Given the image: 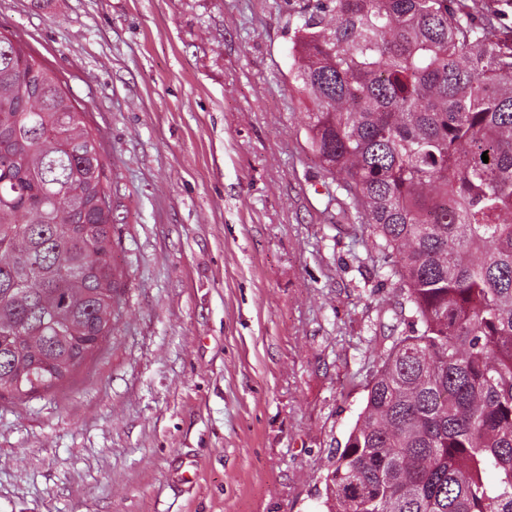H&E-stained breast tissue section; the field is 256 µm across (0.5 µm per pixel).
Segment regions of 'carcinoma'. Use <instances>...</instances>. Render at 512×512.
Returning a JSON list of instances; mask_svg holds the SVG:
<instances>
[{"mask_svg": "<svg viewBox=\"0 0 512 512\" xmlns=\"http://www.w3.org/2000/svg\"><path fill=\"white\" fill-rule=\"evenodd\" d=\"M480 2L298 12L306 146L410 328L380 349L326 512H512V35ZM117 246L99 133L0 34V396L55 393L102 349Z\"/></svg>", "mask_w": 512, "mask_h": 512, "instance_id": "obj_1", "label": "carcinoma"}]
</instances>
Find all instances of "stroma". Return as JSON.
I'll return each instance as SVG.
<instances>
[{"instance_id":"35a3bbf8","label":"stroma","mask_w":512,"mask_h":512,"mask_svg":"<svg viewBox=\"0 0 512 512\" xmlns=\"http://www.w3.org/2000/svg\"><path fill=\"white\" fill-rule=\"evenodd\" d=\"M303 5L0 0V34L100 134L126 272L104 349L59 392L0 398V512H322L396 290L325 220L288 75Z\"/></svg>"}]
</instances>
